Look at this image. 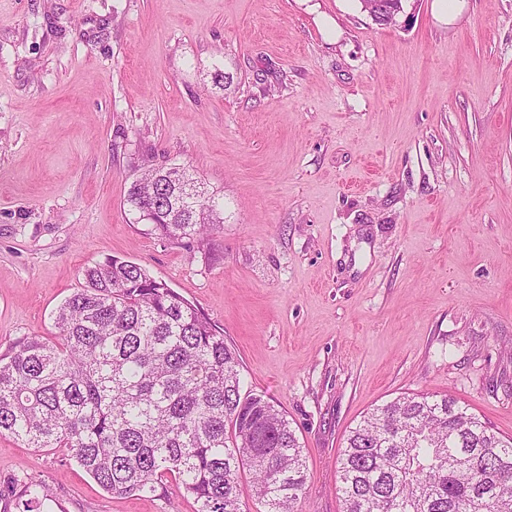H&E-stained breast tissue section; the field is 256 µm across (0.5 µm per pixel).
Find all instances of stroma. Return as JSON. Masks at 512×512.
Segmentation results:
<instances>
[{
    "mask_svg": "<svg viewBox=\"0 0 512 512\" xmlns=\"http://www.w3.org/2000/svg\"><path fill=\"white\" fill-rule=\"evenodd\" d=\"M173 163L224 194L204 244L125 203ZM109 257L189 300L286 415L297 512H342L348 432L395 397L512 437V0H405L387 26L359 0H0V352L54 338ZM14 475L50 512L196 509L0 438Z\"/></svg>",
    "mask_w": 512,
    "mask_h": 512,
    "instance_id": "35a3bbf8",
    "label": "stroma"
}]
</instances>
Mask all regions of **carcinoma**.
Wrapping results in <instances>:
<instances>
[{"mask_svg":"<svg viewBox=\"0 0 512 512\" xmlns=\"http://www.w3.org/2000/svg\"><path fill=\"white\" fill-rule=\"evenodd\" d=\"M381 26L403 0H363ZM166 168L145 172L126 202L171 242L203 243L224 201L177 196ZM57 341L25 338L0 354V436L62 448L108 494H165L197 512H244L251 478L263 512H294L307 482L303 448L265 396L242 393L224 334L165 281L112 257L85 270L57 308ZM338 478L343 512H512V437L448 397L415 394L376 407L350 431ZM18 512H42L43 482L9 487Z\"/></svg>","mask_w":512,"mask_h":512,"instance_id":"cac0c4a2","label":"carcinoma"}]
</instances>
